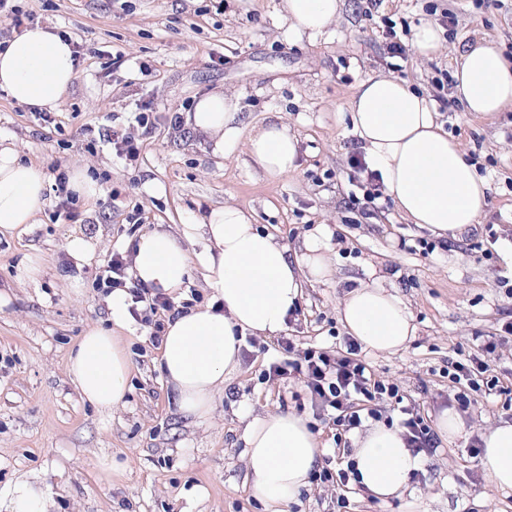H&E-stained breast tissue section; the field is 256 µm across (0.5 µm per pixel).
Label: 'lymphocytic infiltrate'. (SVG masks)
I'll return each instance as SVG.
<instances>
[{
	"label": "lymphocytic infiltrate",
	"mask_w": 512,
	"mask_h": 512,
	"mask_svg": "<svg viewBox=\"0 0 512 512\" xmlns=\"http://www.w3.org/2000/svg\"><path fill=\"white\" fill-rule=\"evenodd\" d=\"M350 166L359 180V194L348 197L351 208L361 214L377 209L383 197L378 173L369 169L361 151H353ZM127 257L121 252L100 266L96 287L104 293L114 289H126L131 305L132 318L148 327L152 345H160L165 334V320L174 304L162 292H151L141 285L127 282ZM501 337L475 335L466 347L460 348L456 360L448 365V377L456 384L454 400L459 408L467 409L476 403V393L511 396L512 388L505 386L493 375L490 360L502 346ZM276 357L263 371L265 380H298L306 391L312 406L323 413L325 424L333 426V441L341 445L348 462L345 467L333 468L332 458H325L322 466L314 468L313 484L348 486L358 473L349 455L350 446L344 445L343 437L362 427L367 419L382 418L384 413L399 415L398 424L408 448L413 454L430 455L436 452L440 440L420 405L405 401L397 383L377 378L362 354V346L353 339H346L343 350L296 345L293 337L282 336L276 341Z\"/></svg>",
	"instance_id": "lymphocytic-infiltrate-1"
}]
</instances>
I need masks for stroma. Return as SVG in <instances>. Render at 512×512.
<instances>
[{"label":"stroma","instance_id":"obj_1","mask_svg":"<svg viewBox=\"0 0 512 512\" xmlns=\"http://www.w3.org/2000/svg\"><path fill=\"white\" fill-rule=\"evenodd\" d=\"M474 12L470 0H383L380 11L394 22L431 21V7L458 14L455 39L428 58L392 63L383 53L380 18L358 13L344 0L332 31L296 33L280 13V0H20L35 24L66 32L80 47L75 77L55 109L56 125H44L28 106L0 90V144L40 166L47 178L74 168L100 177L103 193L78 223L59 218L54 192L37 224L0 235V491L18 479L49 485L54 512H265L245 484L246 427L269 413L293 414L311 425L323 454L334 443L299 382L263 380L275 337H256L238 372L225 381L211 418L184 417L173 388L158 367L159 351L147 328L120 331L131 361L125 401L102 413L80 400L67 374L68 357L86 329L106 325L108 298L94 285L112 252L127 251L151 229L178 232L204 211L233 204L259 230L290 248L317 227L327 231L333 274L306 283L299 314L284 332L299 342L336 348L346 335L337 302L359 282L396 292L417 326L393 355L367 352L380 377L437 419L453 388L449 359L463 337L495 335L512 319V108L486 118L465 109L440 113L450 138L475 156L488 183V202L476 224L447 249L411 253L428 228L404 220L395 206L364 216L345 201L354 191L348 158L360 140L341 108L369 74L406 78L426 98L431 78L451 68L459 44L485 37L512 51V0ZM122 56L121 67L110 68ZM150 75H142L140 65ZM240 95L242 140L224 157L204 139L158 122L137 161L113 154V129L132 126L141 104L157 113L181 110L216 88ZM272 123L285 124L297 141L295 167L271 178L250 160L245 140ZM142 221L128 223L132 208ZM500 238L484 253L486 227ZM83 235L92 258L76 262L67 237ZM42 259L36 281L19 282L27 255ZM502 421L512 409L492 397L464 416V429L424 458L421 479L402 497L382 501L356 491L346 510L340 489L309 485L288 512H512V491L492 488L473 436ZM124 462L111 483L99 478V462Z\"/></svg>","mask_w":512,"mask_h":512}]
</instances>
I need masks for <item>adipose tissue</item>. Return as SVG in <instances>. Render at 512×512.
<instances>
[{
	"label": "adipose tissue",
	"mask_w": 512,
	"mask_h": 512,
	"mask_svg": "<svg viewBox=\"0 0 512 512\" xmlns=\"http://www.w3.org/2000/svg\"><path fill=\"white\" fill-rule=\"evenodd\" d=\"M342 0H282L280 11L295 31L317 36L338 19ZM455 95L467 111L493 116L512 105V62L495 42L483 39L461 47L455 57ZM74 79L72 48L52 30L27 29L0 44V89L15 101L41 110L55 109ZM237 96L213 91L187 112L185 122L212 144L220 157L239 136ZM352 128L371 169L380 173L386 194L401 215L436 234H461L476 223L487 202L488 186L462 147L449 139L434 105L394 75H369L348 103ZM248 153L269 177L293 169L297 142L287 128L271 124L252 135ZM46 175L19 161L15 150L0 148V234L34 223L45 203ZM182 239L203 237L201 265L223 300L222 310L207 305L166 323L161 371L178 394L180 411L203 419L213 409L225 380L240 365L238 333L271 336L286 326L301 296L303 281L331 272L324 228H316L299 251H291L255 227L234 205L210 209L198 223L184 225ZM162 230L144 233L131 274L152 288H182L192 261L182 245ZM108 327H89L68 360V374L82 401L102 411L122 405L130 362L113 328L131 321L126 294L108 302ZM347 334L365 348L395 354L414 336L407 304L385 287L359 284L338 302ZM246 480L268 512H287L289 502L308 483L321 453L314 434L297 416L270 413L247 426ZM481 464L494 487L512 490V423L483 435ZM353 458L363 489L380 500L401 496L421 466L396 427L378 423L354 440ZM51 493L27 479L0 496V512H52Z\"/></svg>",
	"instance_id": "obj_1"
}]
</instances>
